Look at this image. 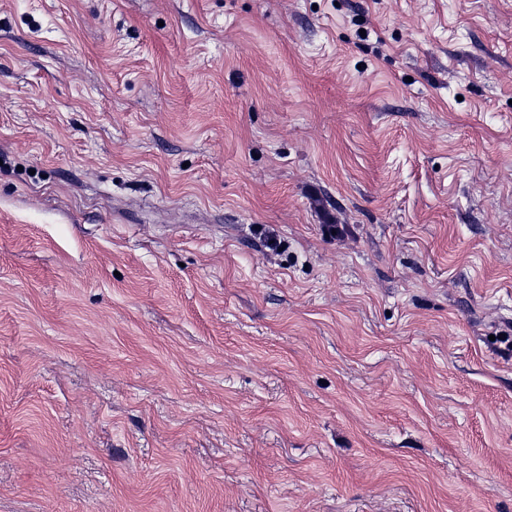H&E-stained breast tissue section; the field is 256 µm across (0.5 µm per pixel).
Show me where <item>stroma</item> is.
<instances>
[{
	"instance_id": "stroma-1",
	"label": "stroma",
	"mask_w": 512,
	"mask_h": 512,
	"mask_svg": "<svg viewBox=\"0 0 512 512\" xmlns=\"http://www.w3.org/2000/svg\"><path fill=\"white\" fill-rule=\"evenodd\" d=\"M0 512H512V0H0Z\"/></svg>"
}]
</instances>
